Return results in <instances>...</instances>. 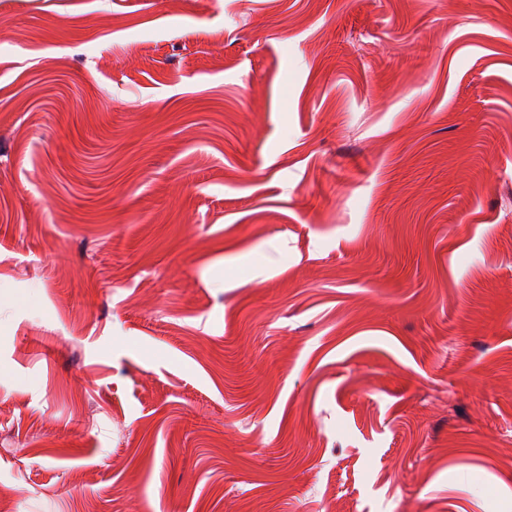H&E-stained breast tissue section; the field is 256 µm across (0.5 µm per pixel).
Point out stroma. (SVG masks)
I'll return each mask as SVG.
<instances>
[{
  "label": "stroma",
  "instance_id": "stroma-1",
  "mask_svg": "<svg viewBox=\"0 0 512 512\" xmlns=\"http://www.w3.org/2000/svg\"><path fill=\"white\" fill-rule=\"evenodd\" d=\"M0 504L512 512V0H0Z\"/></svg>",
  "mask_w": 512,
  "mask_h": 512
}]
</instances>
